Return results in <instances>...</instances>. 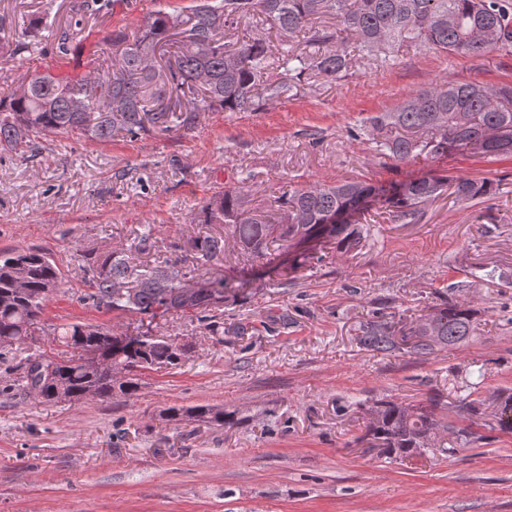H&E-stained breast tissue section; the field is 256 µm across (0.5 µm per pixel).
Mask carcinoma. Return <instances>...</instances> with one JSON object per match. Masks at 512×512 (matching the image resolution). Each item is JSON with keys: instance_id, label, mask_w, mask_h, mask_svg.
Wrapping results in <instances>:
<instances>
[{"instance_id": "1", "label": "carcinoma", "mask_w": 512, "mask_h": 512, "mask_svg": "<svg viewBox=\"0 0 512 512\" xmlns=\"http://www.w3.org/2000/svg\"><path fill=\"white\" fill-rule=\"evenodd\" d=\"M264 18L277 28L278 44L260 36L235 38L245 19ZM335 21L330 28L317 24ZM47 18L32 20L19 53L44 47ZM362 57L389 64L400 48L418 45L452 55L475 56L512 42V8L504 0H195L187 17L159 9L129 37L114 31L120 47L115 71L71 79L34 72L25 93L0 96V153L27 148L38 155L41 140L72 135L108 141L115 134L137 137L174 127L193 131L204 112H254L298 90L307 73L328 81L349 68L351 54L340 33ZM162 66L157 54L170 47ZM282 70L288 80L267 76ZM394 134L376 150L398 161L451 153L512 157V85L440 83L410 93L390 112L366 121ZM461 202L491 195L493 183L438 174L374 185L351 179L318 182L283 194L276 216L249 206L245 182L214 194L194 217L222 224V236H196L171 243L174 252L205 265L227 253L243 264L288 251L294 240L336 246L347 253L363 242L361 216L378 206L400 224H416L422 206L446 191ZM168 260L144 263L122 252L90 257L83 266L82 301L105 313L132 314L149 322L189 315L216 326L219 311L252 296V281L231 282L204 272L191 297L167 277ZM62 274L40 249L0 250V351L33 337L46 303L59 291ZM481 310L449 295L413 319L383 305L360 325V345L384 354L429 355L481 335ZM63 354H35L18 364V386L45 404L110 399L116 390L131 397L145 370L172 369L185 358L172 340L149 332L121 336L110 328L65 323L53 328ZM492 408L497 426L512 433V395L495 393L450 406L436 394L419 405L379 399L366 409L367 447L390 459L422 456L441 433L469 444L480 439L475 418ZM190 414L211 426L232 428L234 415L200 405Z\"/></svg>"}]
</instances>
